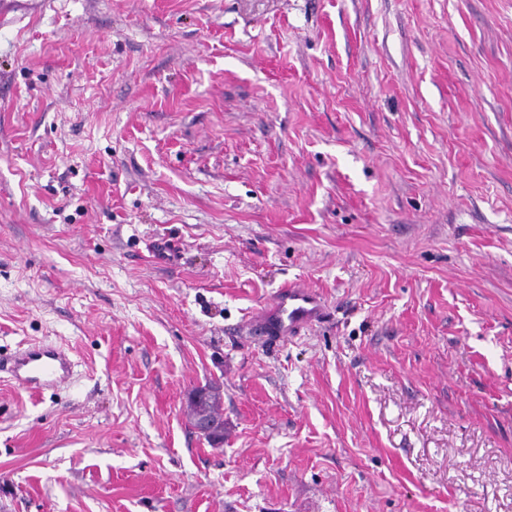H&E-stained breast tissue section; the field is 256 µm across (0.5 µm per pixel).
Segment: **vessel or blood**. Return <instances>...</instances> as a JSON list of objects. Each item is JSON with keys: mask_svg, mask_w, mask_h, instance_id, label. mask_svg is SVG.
I'll list each match as a JSON object with an SVG mask.
<instances>
[{"mask_svg": "<svg viewBox=\"0 0 512 512\" xmlns=\"http://www.w3.org/2000/svg\"><path fill=\"white\" fill-rule=\"evenodd\" d=\"M324 314L315 293L291 284L281 288L269 305L257 311L254 321L264 335L284 338L298 335L303 326ZM70 370L66 351L52 346H35L15 355L10 367L15 381L31 391L61 382Z\"/></svg>", "mask_w": 512, "mask_h": 512, "instance_id": "1", "label": "vessel or blood"}]
</instances>
